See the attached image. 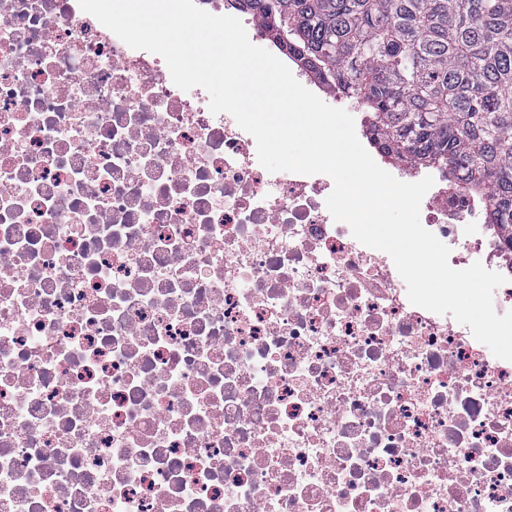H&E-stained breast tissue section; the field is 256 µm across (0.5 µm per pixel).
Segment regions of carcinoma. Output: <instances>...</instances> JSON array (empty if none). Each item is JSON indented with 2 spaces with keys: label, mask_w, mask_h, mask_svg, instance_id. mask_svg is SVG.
<instances>
[{
  "label": "carcinoma",
  "mask_w": 512,
  "mask_h": 512,
  "mask_svg": "<svg viewBox=\"0 0 512 512\" xmlns=\"http://www.w3.org/2000/svg\"><path fill=\"white\" fill-rule=\"evenodd\" d=\"M241 2L387 155L448 171L512 242V0H225Z\"/></svg>",
  "instance_id": "carcinoma-1"
}]
</instances>
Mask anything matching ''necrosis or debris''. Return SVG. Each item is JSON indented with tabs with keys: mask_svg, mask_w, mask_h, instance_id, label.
I'll return each mask as SVG.
<instances>
[{
	"mask_svg": "<svg viewBox=\"0 0 512 512\" xmlns=\"http://www.w3.org/2000/svg\"><path fill=\"white\" fill-rule=\"evenodd\" d=\"M432 176L422 225L512 310L487 200ZM333 186L78 0H0V512H512V362Z\"/></svg>",
	"mask_w": 512,
	"mask_h": 512,
	"instance_id": "4bbe7bcc",
	"label": "necrosis or debris"
}]
</instances>
